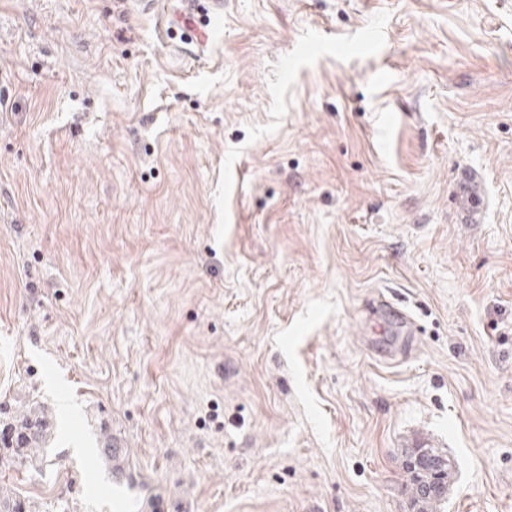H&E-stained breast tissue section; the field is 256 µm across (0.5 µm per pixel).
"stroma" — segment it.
<instances>
[{
    "label": "stroma",
    "instance_id": "35a3bbf8",
    "mask_svg": "<svg viewBox=\"0 0 512 512\" xmlns=\"http://www.w3.org/2000/svg\"><path fill=\"white\" fill-rule=\"evenodd\" d=\"M0 0L8 470L81 512H512V0ZM418 324L406 361L376 296ZM106 422L137 477L87 470ZM0 471L24 469L42 473L55 464L48 446L55 438L52 410L37 402L17 410L4 424L0 422ZM413 493L417 512H439L445 497L442 491L453 474V463L432 448H419L403 467Z\"/></svg>",
    "mask_w": 512,
    "mask_h": 512
}]
</instances>
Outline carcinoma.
<instances>
[{
  "label": "carcinoma",
  "mask_w": 512,
  "mask_h": 512,
  "mask_svg": "<svg viewBox=\"0 0 512 512\" xmlns=\"http://www.w3.org/2000/svg\"><path fill=\"white\" fill-rule=\"evenodd\" d=\"M55 438L52 410L32 402L14 412L0 429V471L24 469L41 473L54 462L49 457V445ZM101 448L94 461L112 467V430L99 428ZM407 484L413 493L416 512H441L442 491L453 474V463L432 448H420L403 467ZM0 512H54L51 504H37L23 499L15 487L0 482Z\"/></svg>",
  "instance_id": "obj_1"
}]
</instances>
